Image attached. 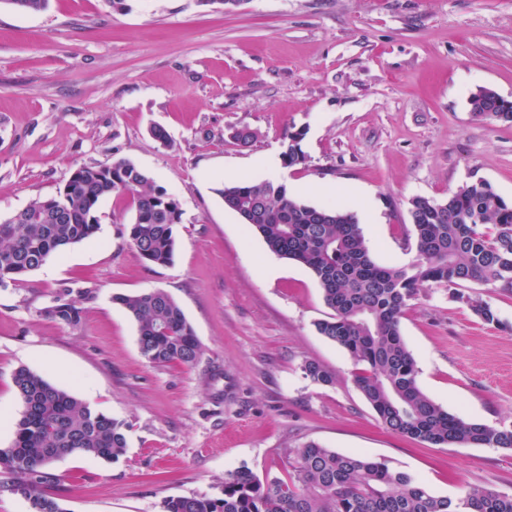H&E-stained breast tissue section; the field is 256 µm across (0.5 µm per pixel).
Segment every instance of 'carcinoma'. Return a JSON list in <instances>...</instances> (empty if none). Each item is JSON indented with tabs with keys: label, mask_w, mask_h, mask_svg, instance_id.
I'll list each match as a JSON object with an SVG mask.
<instances>
[{
	"label": "carcinoma",
	"mask_w": 512,
	"mask_h": 512,
	"mask_svg": "<svg viewBox=\"0 0 512 512\" xmlns=\"http://www.w3.org/2000/svg\"><path fill=\"white\" fill-rule=\"evenodd\" d=\"M18 11L37 12L48 0H3ZM476 120L512 123V101L481 87L468 98ZM305 131L287 134L286 167L303 164ZM224 206L260 235L274 254L294 260L315 276L328 316L317 332L342 348L357 366L354 384L380 423L401 436L435 446L475 445L512 449V429L465 422L418 385L416 360L401 334L408 302L425 284L463 298V282L512 288V200L485 180L461 186L444 200L411 199L412 259L401 266L376 262L356 214L341 206L318 207L296 199L274 180L238 181L216 188ZM112 195H128L134 216L125 228L137 255L151 266L173 262L181 224L179 199L127 160L108 167H77L56 195L36 199L22 216L0 220V285L19 283L54 254L92 238L98 209ZM57 299L47 314L69 325L82 308ZM138 326L142 355L152 364L193 365L202 347L176 300L162 289L118 295ZM487 323L497 313L467 299ZM305 378L330 384L333 374L315 361ZM23 404L15 437L0 448V469L15 476L13 490L32 512H63L41 491L54 475L48 467L64 456L119 460L126 453L125 424L37 373L21 367L13 376ZM286 477L258 476L246 466L224 476V497L170 496L160 512H512V494L467 486L455 499L439 497L413 475L360 454L339 453L316 442L286 453Z\"/></svg>",
	"instance_id": "1"
}]
</instances>
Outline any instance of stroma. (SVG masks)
Returning <instances> with one entry per match:
<instances>
[{
    "label": "stroma",
    "instance_id": "1",
    "mask_svg": "<svg viewBox=\"0 0 512 512\" xmlns=\"http://www.w3.org/2000/svg\"><path fill=\"white\" fill-rule=\"evenodd\" d=\"M0 0V217L56 194L78 167L125 159L181 203L172 264L143 263L125 233L129 198L101 202L95 236L0 286V405L19 418L26 367L124 422L118 461L66 456L44 492L64 512H160L168 496L223 495L246 466L285 476L313 441L416 476L436 496L463 486L512 494V450L438 447L387 430L353 383L354 365L315 324L329 313L313 274L270 252L216 189L239 179L299 185L301 201L350 207L373 258L411 260L413 197L444 199L477 179L512 200V124L474 120L478 88L512 100V0ZM164 127L171 146L152 138ZM257 137L235 144L232 129ZM305 163L270 171L288 132ZM160 288L203 353L154 365L119 294ZM79 325L47 315L62 292ZM482 321L429 284L401 319L418 384L467 422L512 426V289L465 283ZM332 371L312 383L305 361Z\"/></svg>",
    "mask_w": 512,
    "mask_h": 512
}]
</instances>
